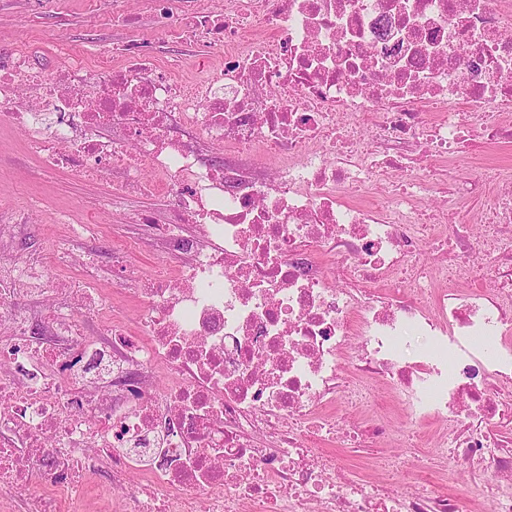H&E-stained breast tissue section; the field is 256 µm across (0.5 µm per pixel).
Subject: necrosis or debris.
Returning a JSON list of instances; mask_svg holds the SVG:
<instances>
[{
    "label": "necrosis or debris",
    "instance_id": "obj_1",
    "mask_svg": "<svg viewBox=\"0 0 512 512\" xmlns=\"http://www.w3.org/2000/svg\"><path fill=\"white\" fill-rule=\"evenodd\" d=\"M179 33L223 46V71L182 85L134 44L62 59L56 80L24 55L0 64V127L45 167L115 169L122 194L163 189L178 216L150 226L177 264L136 288L139 334L106 321V344L54 275L94 224L0 261V361L18 373L0 377V498L44 460L24 512L134 473L135 512H197L192 487L210 489L206 512H458L322 449L389 437L377 416L345 429L379 381L400 419L437 423L434 447L490 512H512V167L481 176L496 202L480 232L446 233L462 207L450 163L477 138L512 143V0H224ZM26 86L55 123L20 103ZM211 145L271 172L205 162ZM152 367L174 376L163 393Z\"/></svg>",
    "mask_w": 512,
    "mask_h": 512
}]
</instances>
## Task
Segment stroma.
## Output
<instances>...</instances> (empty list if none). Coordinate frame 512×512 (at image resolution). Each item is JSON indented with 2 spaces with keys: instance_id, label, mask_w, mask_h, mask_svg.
Instances as JSON below:
<instances>
[{
  "instance_id": "35a3bbf8",
  "label": "stroma",
  "mask_w": 512,
  "mask_h": 512,
  "mask_svg": "<svg viewBox=\"0 0 512 512\" xmlns=\"http://www.w3.org/2000/svg\"><path fill=\"white\" fill-rule=\"evenodd\" d=\"M204 6L223 11L224 0H172L171 12L160 17L152 0H130L131 23L117 21L113 0H0V61L10 60L18 53H31L34 66L44 73L56 72L63 55L87 60L116 42L141 41L160 50L162 60H177L181 66L176 74L189 78L199 66L223 62V47L190 46L174 40L170 31L187 10ZM499 161L512 164V148L492 150L475 144L455 163L457 183L477 177L485 163ZM120 175L101 171L95 178H85L70 171L47 173L26 151L24 135L15 129H0V203L24 208L28 198H42L43 204L28 216V224L20 245L11 252L18 260L48 246L56 236L70 233L68 225L55 221L58 210H69L77 222L93 221L113 242L134 237L145 240L140 251L128 254L122 279L110 273V258L96 243L74 244V264L91 262L98 269L95 288L112 297L109 314L114 325L136 327L141 309L134 297L141 278L168 257L150 240L140 224L141 214H151L157 223L174 219L173 202L166 193L124 196L115 186ZM437 477L435 493H448L457 499L459 512H489L487 499L476 496L463 468L453 460L435 462Z\"/></svg>"
}]
</instances>
